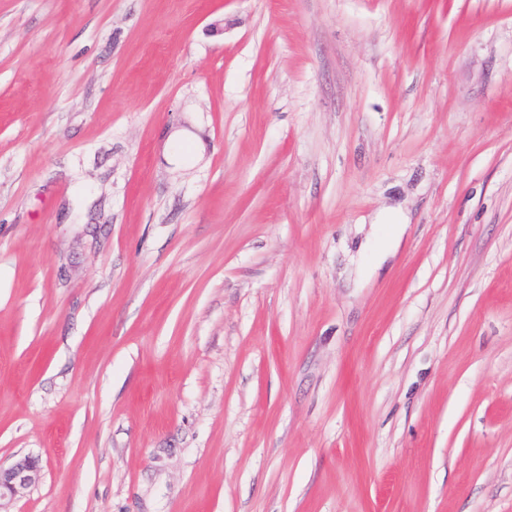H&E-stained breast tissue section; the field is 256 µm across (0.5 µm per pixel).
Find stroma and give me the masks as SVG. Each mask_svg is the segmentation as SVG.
<instances>
[{"instance_id": "obj_1", "label": "stroma", "mask_w": 512, "mask_h": 512, "mask_svg": "<svg viewBox=\"0 0 512 512\" xmlns=\"http://www.w3.org/2000/svg\"><path fill=\"white\" fill-rule=\"evenodd\" d=\"M25 455L10 512H512V0H0Z\"/></svg>"}]
</instances>
